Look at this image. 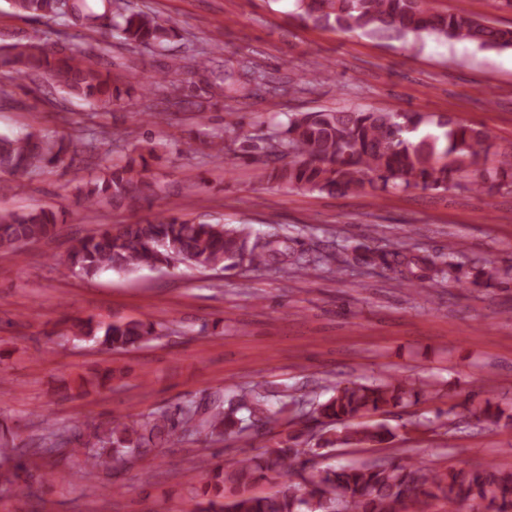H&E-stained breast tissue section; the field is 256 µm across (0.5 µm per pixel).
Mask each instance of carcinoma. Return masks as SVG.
Listing matches in <instances>:
<instances>
[{"instance_id":"1","label":"carcinoma","mask_w":512,"mask_h":512,"mask_svg":"<svg viewBox=\"0 0 512 512\" xmlns=\"http://www.w3.org/2000/svg\"><path fill=\"white\" fill-rule=\"evenodd\" d=\"M18 14L56 18L64 27H81L90 33H116L129 47L165 49L179 36L176 24L135 12L125 0H104L94 9L87 0H11ZM296 14L315 26L364 33L393 32L421 39L465 41L480 50L512 49V26H499L463 11H437L430 0H295ZM55 36L37 31L25 43L0 46V69L17 76H42L65 96L104 108L119 105L134 86L150 92L163 88L169 76L182 69L173 58L149 75H112L88 53L66 52ZM243 79L231 81L188 79L181 88L179 107L186 104L249 98L261 91L278 94L280 88L260 65L242 63ZM211 156L220 160L236 146L234 155L261 162L264 177L278 185L312 191L349 193L370 187L447 190L461 185L483 195L512 188V149L495 153L494 166L480 165L481 154L492 148L488 132L447 115L394 112L383 109L294 112L288 122L269 135L252 133L225 138L219 133L205 140ZM94 148L82 135L57 139L47 134L0 136V172L34 174L49 166L64 165ZM145 156L127 157L104 166L101 175L75 187V196L86 208L103 201L115 209L152 208L157 193L147 176ZM59 214L51 208L17 213L0 211V251L16 253L23 246L53 236ZM358 259L372 266H405L400 285L419 290L425 276L421 265L434 276L454 284L464 283L462 265L447 260L410 258L397 245L391 250H366ZM189 263L203 270H229L280 264L305 271L309 261L282 242L252 236L246 225L186 219L174 209L150 219L128 224H105L96 232L74 238L57 259L62 274L79 272L87 277L102 271L133 273L143 268H169ZM67 333L96 337L112 351L135 349L160 335L156 324L128 320L104 325L90 320H70ZM121 372L105 367L81 376L66 390L112 387ZM430 384L409 383L390 375L365 381L336 384L325 401L311 399L308 411L273 406L272 395L256 388L242 389L224 400L189 401L171 411L142 418L113 419L104 425L81 429L58 427L43 435L34 448H24L0 428V496L35 482L62 481L61 472L35 473L32 456L56 457L83 470L90 481L112 464L129 456L146 458L152 449L175 445L191 436L235 438L252 424L270 431L283 427L259 457L240 458L211 468L199 481L188 503L189 512H427L431 501L443 500L448 512H478L483 504L493 512H512V470L495 465L466 472L436 470L411 459L402 463L378 460L334 468H316L308 456L320 448L363 445L385 448L393 432L381 421L362 418L404 404L428 392ZM359 418L361 422L351 423ZM328 425L315 435L308 422ZM278 480V489L266 495L241 491L251 482Z\"/></svg>"}]
</instances>
